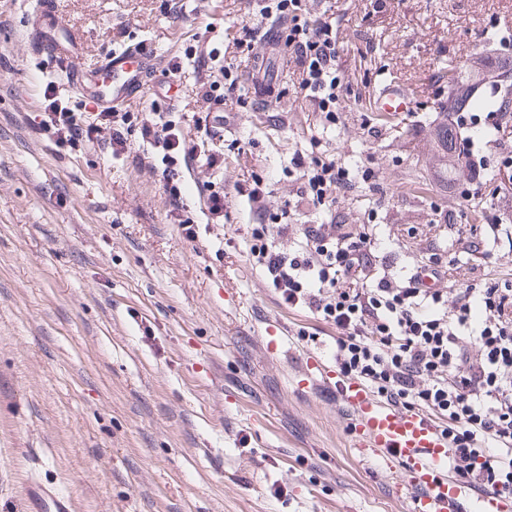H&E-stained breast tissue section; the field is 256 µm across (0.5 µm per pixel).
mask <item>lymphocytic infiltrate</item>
Here are the masks:
<instances>
[{"label":"lymphocytic infiltrate","instance_id":"1","mask_svg":"<svg viewBox=\"0 0 512 512\" xmlns=\"http://www.w3.org/2000/svg\"><path fill=\"white\" fill-rule=\"evenodd\" d=\"M290 24L284 44L298 76L296 91L334 118L338 48L331 23L307 17L301 0H273ZM39 129L58 144L111 146L140 131L148 159L160 160L172 216L191 224L178 166L189 151L180 124L168 112H76L46 84ZM292 166L302 198L318 209L350 181L336 161L297 154ZM286 224H256L250 254L274 290L335 326L334 360L341 374L365 382L396 407L417 408L442 420L454 468L474 488L512 494V280L481 288H441L440 257L397 276H371L374 239L349 224L301 227L303 245L287 253L275 236Z\"/></svg>","mask_w":512,"mask_h":512}]
</instances>
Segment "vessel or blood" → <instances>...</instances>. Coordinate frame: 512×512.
<instances>
[{"mask_svg":"<svg viewBox=\"0 0 512 512\" xmlns=\"http://www.w3.org/2000/svg\"><path fill=\"white\" fill-rule=\"evenodd\" d=\"M34 21L39 55L65 70L78 95L95 99L103 108L113 110L138 99L156 74V53L145 41L119 44L96 65L75 68L79 50L63 38L64 21L52 0H36ZM378 102L382 112L412 109L407 93L392 82L383 85ZM307 376L334 382L339 399L352 414V435L360 455H379L386 464L401 468L408 489L406 512H457L462 503L469 512H512V495L476 493L454 477L448 444L426 413L387 404L364 382L332 376L330 368L318 361ZM24 507L25 512L74 510L65 491L34 475L27 481Z\"/></svg>","mask_w":512,"mask_h":512,"instance_id":"vessel-or-blood-1","label":"vessel or blood"}]
</instances>
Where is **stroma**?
<instances>
[{
    "instance_id": "35a3bbf8",
    "label": "stroma",
    "mask_w": 512,
    "mask_h": 512,
    "mask_svg": "<svg viewBox=\"0 0 512 512\" xmlns=\"http://www.w3.org/2000/svg\"><path fill=\"white\" fill-rule=\"evenodd\" d=\"M175 1L55 4L84 64L134 37L156 48L157 80L126 109L156 112L159 95L173 96L194 149L181 170L192 239L137 159L139 132L113 159L38 133L47 82L74 111L96 107L36 54L33 0H0V512H21L32 470L76 512H404L400 469L358 457L335 389L298 388L309 359L332 361L336 329L268 286L248 255L251 226L261 208L286 224H370L391 271L435 253L453 287L512 280V188L500 181L512 114L493 143L460 124L476 170L453 186L425 167L449 65L478 52L512 59V0H304L336 32L335 122L295 92L287 51L255 41L281 94L261 106L248 81L225 89L224 159L211 168L197 123L230 60L210 51L232 48L242 23L288 19L270 0H179L176 19ZM387 80L408 89L415 112H377ZM311 151L355 178L318 210L289 173ZM219 188L216 219L204 209Z\"/></svg>"
}]
</instances>
